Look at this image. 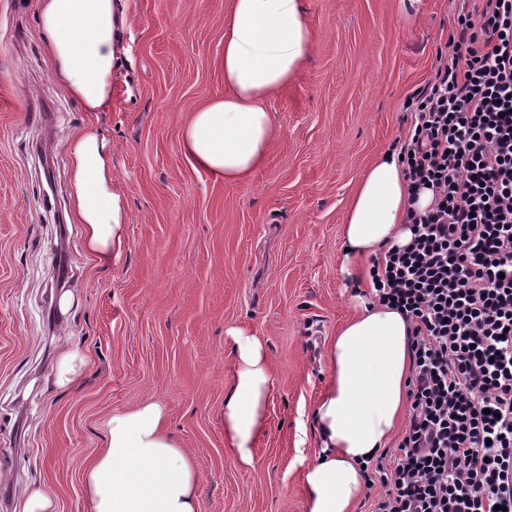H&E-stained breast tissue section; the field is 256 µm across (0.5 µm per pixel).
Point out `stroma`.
<instances>
[{
  "instance_id": "stroma-1",
  "label": "stroma",
  "mask_w": 512,
  "mask_h": 512,
  "mask_svg": "<svg viewBox=\"0 0 512 512\" xmlns=\"http://www.w3.org/2000/svg\"><path fill=\"white\" fill-rule=\"evenodd\" d=\"M107 111L58 84L38 0H0V512L37 484L58 512H90L83 474L116 411L157 400L198 459L199 512H305L317 446L311 409L326 341L346 320L340 272L348 202L381 151L401 147L413 93L435 74L458 0H303L309 59L268 99L281 134L248 184L194 168L180 134L222 95L231 0H121ZM97 123L109 146L124 243L109 262L84 242L67 140ZM77 302L51 313L57 286ZM264 337L273 371L267 431L252 467L224 446L228 327ZM87 367L52 383L68 343Z\"/></svg>"
}]
</instances>
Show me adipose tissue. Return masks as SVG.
Returning a JSON list of instances; mask_svg holds the SVG:
<instances>
[{"label": "adipose tissue", "instance_id": "1", "mask_svg": "<svg viewBox=\"0 0 512 512\" xmlns=\"http://www.w3.org/2000/svg\"><path fill=\"white\" fill-rule=\"evenodd\" d=\"M54 76L85 111L112 97L117 0H40ZM313 32L302 0H231L224 25V93L194 112L182 132L188 159L226 182L247 183L279 137L266 99L308 59ZM86 244L106 261L122 244L123 210L100 130L66 144ZM430 190L411 197L400 154L380 153L349 203L341 269L354 288L351 315L325 353L328 383L312 409L318 446L304 473L307 512H353L365 492L362 466L396 432L412 370L411 323L401 311L359 295L365 262L411 238L407 213L427 209ZM233 376L224 399V443L240 466L254 462L266 431L272 369L263 337L228 329ZM168 412L145 402L113 413L106 443L84 476L91 512H199L198 463L167 430Z\"/></svg>", "mask_w": 512, "mask_h": 512}]
</instances>
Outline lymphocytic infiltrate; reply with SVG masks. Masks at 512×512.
<instances>
[{"label":"lymphocytic infiltrate","instance_id":"lymphocytic-infiltrate-1","mask_svg":"<svg viewBox=\"0 0 512 512\" xmlns=\"http://www.w3.org/2000/svg\"><path fill=\"white\" fill-rule=\"evenodd\" d=\"M401 148L410 241L374 262L412 324L409 423L369 512H512V0H461Z\"/></svg>","mask_w":512,"mask_h":512}]
</instances>
